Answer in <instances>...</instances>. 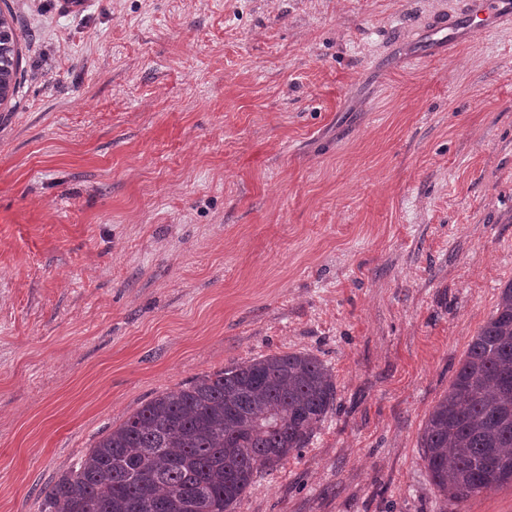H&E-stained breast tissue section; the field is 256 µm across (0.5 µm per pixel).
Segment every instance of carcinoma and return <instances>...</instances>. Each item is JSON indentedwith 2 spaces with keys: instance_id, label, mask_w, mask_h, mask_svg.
Here are the masks:
<instances>
[{
  "instance_id": "obj_1",
  "label": "carcinoma",
  "mask_w": 512,
  "mask_h": 512,
  "mask_svg": "<svg viewBox=\"0 0 512 512\" xmlns=\"http://www.w3.org/2000/svg\"><path fill=\"white\" fill-rule=\"evenodd\" d=\"M20 66L7 46L0 103ZM336 401L328 367L275 353L164 392L102 435L46 492L42 512H234L255 475L309 443ZM445 499L512 485V282L468 344L420 436Z\"/></svg>"
}]
</instances>
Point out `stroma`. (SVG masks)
Segmentation results:
<instances>
[{"mask_svg": "<svg viewBox=\"0 0 512 512\" xmlns=\"http://www.w3.org/2000/svg\"><path fill=\"white\" fill-rule=\"evenodd\" d=\"M0 512L160 393L307 351L336 402L234 512L445 502L419 448L512 282V23L462 0H7ZM462 24L454 20L448 25L432 29V35L444 42L448 51L462 41L472 40L488 27L504 21H512L511 0H468V7L463 14ZM5 57V58H4ZM0 64L3 65L0 68V103L6 100L8 92L13 83V78L17 75V71L20 66V53L14 48V41L11 43V46L7 44V47L4 48L2 55V63L0 59ZM20 88V82L17 83V79L12 86V94L14 92H18Z\"/></svg>", "mask_w": 512, "mask_h": 512, "instance_id": "obj_1", "label": "stroma"}]
</instances>
